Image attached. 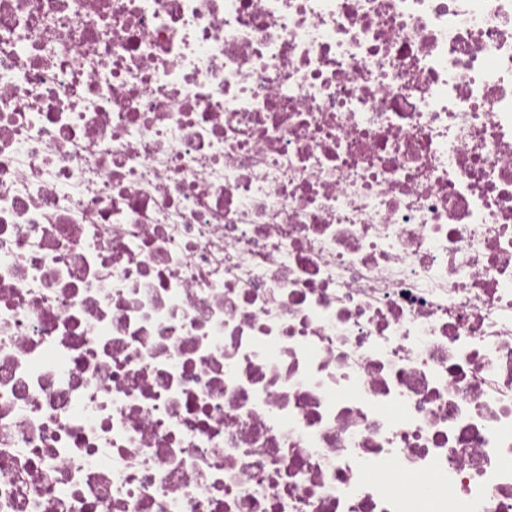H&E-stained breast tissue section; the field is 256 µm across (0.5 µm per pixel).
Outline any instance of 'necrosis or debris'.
I'll use <instances>...</instances> for the list:
<instances>
[{
	"label": "necrosis or debris",
	"instance_id": "obj_1",
	"mask_svg": "<svg viewBox=\"0 0 512 512\" xmlns=\"http://www.w3.org/2000/svg\"><path fill=\"white\" fill-rule=\"evenodd\" d=\"M0 512H512V0H0Z\"/></svg>",
	"mask_w": 512,
	"mask_h": 512
}]
</instances>
